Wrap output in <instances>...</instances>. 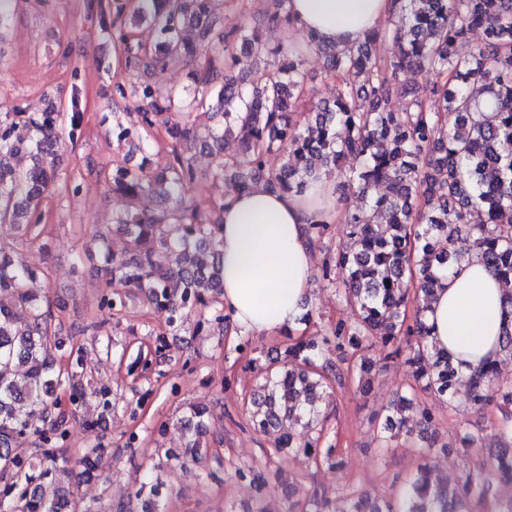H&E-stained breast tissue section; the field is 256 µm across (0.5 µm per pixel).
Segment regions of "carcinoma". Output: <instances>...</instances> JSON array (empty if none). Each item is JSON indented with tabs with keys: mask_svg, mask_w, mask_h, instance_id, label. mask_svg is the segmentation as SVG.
I'll use <instances>...</instances> for the list:
<instances>
[{
	"mask_svg": "<svg viewBox=\"0 0 512 512\" xmlns=\"http://www.w3.org/2000/svg\"><path fill=\"white\" fill-rule=\"evenodd\" d=\"M401 20L392 35L376 32L355 46L319 43L309 34L295 37L290 0H273L271 20L286 31L277 49L282 61L251 67L248 59L265 52L260 33L246 25L224 28L212 0H135L128 14L116 10L113 35L123 47L126 82L115 94L137 104L134 121L116 122L117 143L133 150L149 145L155 131L171 142L164 166L133 168L112 160L104 176L127 208L112 217L127 238L128 256L104 266L101 306L115 312L139 297L163 316L176 336L191 320L196 327L224 325L214 306L224 287L223 241L218 238L224 200L209 214L199 211L189 193L202 179L224 182L227 192L244 191L263 181L273 191L300 192L321 176L340 175L338 188H356L362 206L342 214L349 249L326 248L322 275L351 310L322 336H288L284 358L251 360L257 387L246 411L247 424L275 438L276 452H302L317 464L336 466V450L322 446L327 408L344 374L369 375L380 361L405 355L410 380L446 402L474 406L499 402L502 424L491 436L467 432L438 447L421 449L423 463L400 490L372 501L355 490L336 512H473L471 504L493 499V479L512 478V386L498 383L497 365L464 376L448 355L429 346L424 310L433 282L473 245L497 277L512 280V0H394ZM150 22L154 45L134 41L135 23ZM198 31L189 41L185 30ZM480 27L484 38L470 58L459 45ZM391 39L396 50L383 55ZM324 54L325 70L336 77V96L307 113L296 109L307 94L304 54ZM166 67L194 63L189 83L159 89L138 79L145 61ZM434 71L440 82L421 97L407 80L416 69ZM408 98L406 107H387L392 90ZM79 136L76 120L50 110L29 115L0 113V223L15 242L42 235V202L55 185L58 145ZM239 147L224 154V141ZM206 169L196 166L199 155ZM281 159L268 168L270 157ZM351 158L359 165L345 168ZM330 224L307 227L312 246L324 245ZM0 243V472L6 480L0 512H69L70 502L55 483L67 466L44 450L34 457L24 444L43 447L58 434L63 416L53 417L48 401L56 389H71V402L83 404L81 358L67 368L57 364L51 341L52 313L30 287L38 274L4 255ZM507 322L501 353L512 356V295L505 303ZM354 349L359 362L344 371L328 353ZM209 411L193 405L180 424L188 442L167 453L178 462H201L208 455L202 436ZM372 420L379 434L413 437L428 428L432 412L415 390L399 394ZM495 452L466 464L453 488L433 477L430 454L460 450L467 455L486 439ZM235 479L261 488L265 478L253 466L238 467ZM326 500L312 493L288 512H326Z\"/></svg>",
	"mask_w": 512,
	"mask_h": 512,
	"instance_id": "1",
	"label": "carcinoma"
}]
</instances>
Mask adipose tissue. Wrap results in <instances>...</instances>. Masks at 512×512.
<instances>
[{
    "label": "adipose tissue",
    "mask_w": 512,
    "mask_h": 512,
    "mask_svg": "<svg viewBox=\"0 0 512 512\" xmlns=\"http://www.w3.org/2000/svg\"><path fill=\"white\" fill-rule=\"evenodd\" d=\"M298 32L328 45H356L391 16L393 0H291ZM338 215L326 181L301 193L256 183L224 198V312L244 331H298L312 281L313 247L306 228ZM512 287L498 280L479 249H471L436 286L426 311L433 347L448 353L464 375L499 357L502 307Z\"/></svg>",
    "instance_id": "ef3b65f1"
}]
</instances>
